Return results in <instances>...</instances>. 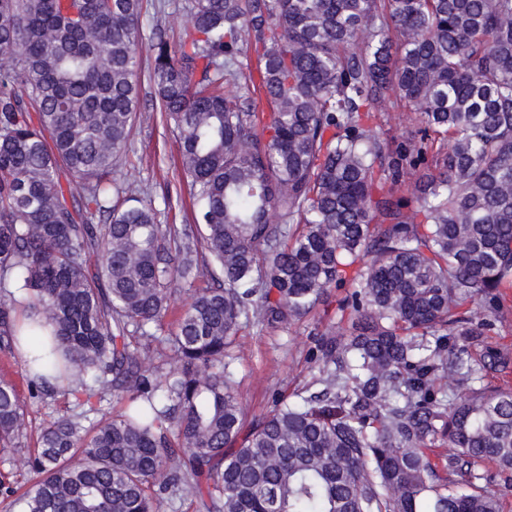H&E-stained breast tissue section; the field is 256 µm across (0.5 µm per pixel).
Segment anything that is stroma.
Masks as SVG:
<instances>
[{
    "instance_id": "obj_1",
    "label": "stroma",
    "mask_w": 512,
    "mask_h": 512,
    "mask_svg": "<svg viewBox=\"0 0 512 512\" xmlns=\"http://www.w3.org/2000/svg\"><path fill=\"white\" fill-rule=\"evenodd\" d=\"M186 2L143 0L142 38L150 39L159 27L177 32L186 19ZM141 87L140 109L130 135L131 150L115 168L113 177L133 196L152 202L161 223H190L189 208L176 209L164 201L168 187L183 183L177 166L178 147L165 127L149 80H142ZM333 317V312L319 308L285 328L249 326L239 331L231 351V369L246 417L264 413L274 395L290 394L310 382L313 336Z\"/></svg>"
}]
</instances>
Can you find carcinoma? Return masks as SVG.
Wrapping results in <instances>:
<instances>
[{
	"label": "carcinoma",
	"mask_w": 512,
	"mask_h": 512,
	"mask_svg": "<svg viewBox=\"0 0 512 512\" xmlns=\"http://www.w3.org/2000/svg\"><path fill=\"white\" fill-rule=\"evenodd\" d=\"M141 0H0V451L62 385L21 512H507L512 369V0H189L177 40ZM193 223L120 208L140 56ZM254 53L258 67L243 59ZM264 101L269 111L257 107ZM419 127L380 137L384 113ZM194 289L172 332L175 294ZM346 290L320 389L245 425L224 363ZM172 352L167 372L155 355ZM126 399L123 412L97 405ZM0 379L12 381L21 391L27 392L26 377L17 355L15 358H6L0 354Z\"/></svg>",
	"instance_id": "cac0c4a2"
}]
</instances>
